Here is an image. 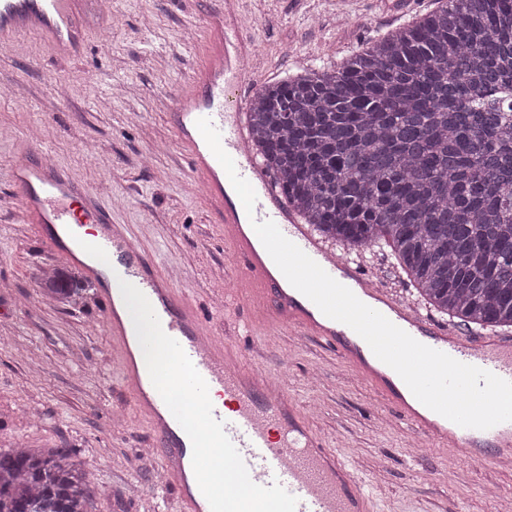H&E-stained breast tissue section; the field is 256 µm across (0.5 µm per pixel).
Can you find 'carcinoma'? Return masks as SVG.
Instances as JSON below:
<instances>
[{
  "label": "carcinoma",
  "instance_id": "carcinoma-1",
  "mask_svg": "<svg viewBox=\"0 0 512 512\" xmlns=\"http://www.w3.org/2000/svg\"><path fill=\"white\" fill-rule=\"evenodd\" d=\"M251 143L288 203L351 253L386 246L418 297L512 329V0H445L350 60L258 92ZM42 295L75 302L47 287ZM84 462L0 449V512H90Z\"/></svg>",
  "mask_w": 512,
  "mask_h": 512
}]
</instances>
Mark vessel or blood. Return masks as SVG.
Returning <instances> with one entry per match:
<instances>
[{"label": "vessel or blood", "instance_id": "b4317fda", "mask_svg": "<svg viewBox=\"0 0 512 512\" xmlns=\"http://www.w3.org/2000/svg\"><path fill=\"white\" fill-rule=\"evenodd\" d=\"M243 0H214L202 21L206 57L179 96L170 114L175 139L187 161L190 177L205 189L207 208L224 229L232 262L227 276L257 285L270 304L276 326L315 336L333 346L383 392L404 420L428 440L462 448L476 459L512 457V422L487 430L459 426L424 406L395 372L347 325L324 315L287 281L257 236L253 221H273L282 234L348 287L359 300L383 314L420 343L452 358L512 381V339L474 331L469 337L422 317L414 307L397 302L388 287L363 272L350 259L338 258L332 246L317 237L287 203L274 173L249 149L242 64L253 55L255 41L242 23ZM92 0H0V43L10 44L34 33L44 37L61 57L79 56L85 44L84 20ZM209 119L221 135L224 150L238 174L253 187L257 201L246 213L224 168L196 122ZM10 181L26 223L68 260L78 252L95 257L85 272L97 286L108 334L121 364L123 386L146 419L153 447L176 490L181 512H210L192 468L190 439L177 432L178 422L150 378L136 362L129 312L119 311L113 286L104 270L121 273L153 307L162 330L183 348L218 396L214 417L239 451L251 480L261 486L280 483L297 499L296 512H378L376 497L313 430L307 415L287 386L272 388L245 351L216 338L213 325L179 293L168 270L149 261L128 225L116 223L110 209L85 183L72 178L37 147L25 148L10 167Z\"/></svg>", "mask_w": 512, "mask_h": 512}]
</instances>
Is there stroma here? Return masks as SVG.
Instances as JSON below:
<instances>
[{
	"label": "stroma",
	"mask_w": 512,
	"mask_h": 512,
	"mask_svg": "<svg viewBox=\"0 0 512 512\" xmlns=\"http://www.w3.org/2000/svg\"><path fill=\"white\" fill-rule=\"evenodd\" d=\"M256 38L244 65L246 95L261 83L337 67L372 39L433 10L438 0H247ZM211 0H112L93 15L86 50L56 57L39 37L0 44V448H67L88 465L93 512H177L157 488L143 417L129 410L94 289L74 304L45 300L38 275L68 267L19 220L9 166L39 144L88 184L176 284L213 315L217 332L256 352L287 383L331 446L372 484L386 512H493L490 490L512 494V468L443 448L412 432L385 396L327 344L270 327L248 281L224 278L230 247L176 147L169 122L199 61ZM362 270L439 326L459 322L421 303L387 248L362 250ZM258 335H246L244 321Z\"/></svg>",
	"instance_id": "obj_1"
}]
</instances>
